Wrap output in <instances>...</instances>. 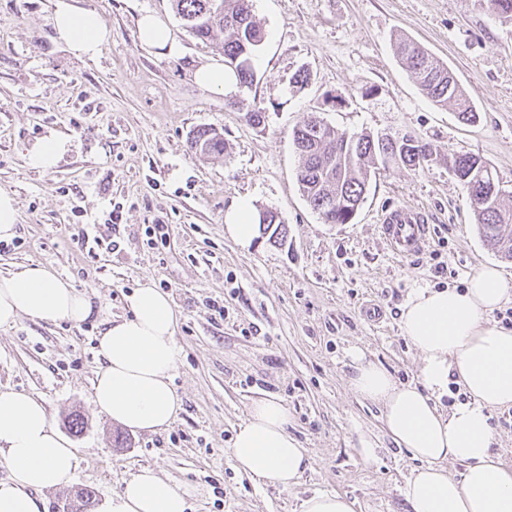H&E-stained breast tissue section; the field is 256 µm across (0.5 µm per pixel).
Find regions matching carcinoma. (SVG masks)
I'll return each mask as SVG.
<instances>
[{
	"label": "carcinoma",
	"instance_id": "carcinoma-1",
	"mask_svg": "<svg viewBox=\"0 0 512 512\" xmlns=\"http://www.w3.org/2000/svg\"><path fill=\"white\" fill-rule=\"evenodd\" d=\"M173 9L188 32L200 40L222 37L220 49L225 65L233 68L239 85L250 87L255 81L252 58L264 41V33L253 14V0H172ZM397 56L420 90L434 103L456 105L458 117L476 119L471 101L447 65L429 54L417 42L403 40ZM293 146L301 158L297 180L313 210L326 224H348L354 209L364 201L367 186L378 166L401 165L411 170L433 160L436 151L428 143L404 134L395 144L382 135L348 134L321 122L308 120L295 127ZM190 147L207 156H221L226 149L224 135L213 127L195 130ZM479 232L500 246L512 258V210L501 198L474 208ZM95 493L81 489L54 505L55 512H92Z\"/></svg>",
	"mask_w": 512,
	"mask_h": 512
}]
</instances>
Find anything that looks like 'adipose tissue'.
Segmentation results:
<instances>
[{
	"label": "adipose tissue",
	"mask_w": 512,
	"mask_h": 512,
	"mask_svg": "<svg viewBox=\"0 0 512 512\" xmlns=\"http://www.w3.org/2000/svg\"><path fill=\"white\" fill-rule=\"evenodd\" d=\"M58 41L82 58L100 55L110 31L92 11L57 0L52 20ZM251 199L224 214V236L241 249L254 245L259 227ZM512 296V281L494 265L484 266L463 288L423 289L408 299L401 325L421 364L419 382L396 383L376 363L357 356L350 379L354 392L383 408L388 434L422 462L404 495L412 512H512V470L493 451V409L512 407V329L487 316ZM130 317L108 324L99 338L104 360L92 387V402L112 421L137 432H154L174 421L181 400L172 387L179 348L178 312L165 291L144 281L128 297ZM90 299L56 273L30 268L0 275V327L21 316L44 321H86ZM468 401L450 413L433 395L450 381ZM287 407L277 398L252 403L232 447L235 467L261 483L289 488L306 468V451L290 434ZM462 464L450 476L446 462ZM0 512H42V492L70 483L77 456L52 427L44 403L11 388L0 389ZM188 493L145 468L126 480L111 512H187Z\"/></svg>",
	"instance_id": "obj_1"
}]
</instances>
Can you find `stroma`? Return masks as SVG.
I'll use <instances>...</instances> for the list:
<instances>
[{
    "label": "stroma",
    "mask_w": 512,
    "mask_h": 512,
    "mask_svg": "<svg viewBox=\"0 0 512 512\" xmlns=\"http://www.w3.org/2000/svg\"><path fill=\"white\" fill-rule=\"evenodd\" d=\"M55 2L0 0V190L19 213L16 245L0 247V274L51 269L95 311L79 324L23 316L0 327V387L42 400L77 452L70 486L94 491L95 512H109L144 467L186 488L190 512H301L318 491L345 495L355 512H411L403 490L418 462L349 379L360 352L396 383L418 382V355L400 326L415 291L463 285L487 263L512 281V259L480 234L447 161L479 156L512 207V20L477 0H253L265 33L256 79L225 95L195 83L199 65L224 56L186 31L170 0H73L111 33L94 59L55 39ZM146 13L172 27L178 54L140 43ZM401 37L448 66L475 122L423 94L396 54ZM302 71L309 81L299 87ZM257 108L265 119L249 125L244 115ZM313 114L350 133H411L437 156L417 170H378L352 223H323L300 190L291 140ZM202 126L223 133V156L190 149ZM52 133L69 150L53 169L31 165L27 151ZM242 197L278 214L282 244L263 235L246 252L225 239L224 213ZM76 208L115 250L80 248ZM116 208L122 219L113 224ZM395 208L426 214L419 251L398 256L386 245L381 218ZM147 279L178 311L181 409L154 433L126 429L91 403L98 338L129 314L128 295ZM214 299L225 318H215ZM263 396L283 401L292 436L308 450L289 489L251 479L230 458L239 424ZM74 413L82 432L68 425ZM365 440L377 450L370 461L356 452Z\"/></svg>",
    "instance_id": "35a3bbf8"
}]
</instances>
